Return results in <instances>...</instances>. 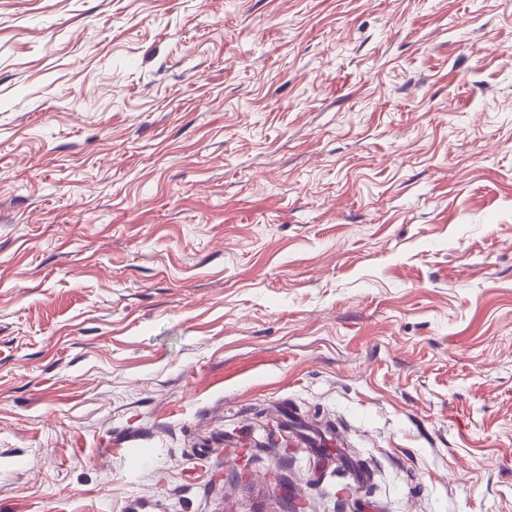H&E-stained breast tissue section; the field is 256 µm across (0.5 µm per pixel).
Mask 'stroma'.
I'll list each match as a JSON object with an SVG mask.
<instances>
[{
	"instance_id": "1",
	"label": "stroma",
	"mask_w": 512,
	"mask_h": 512,
	"mask_svg": "<svg viewBox=\"0 0 512 512\" xmlns=\"http://www.w3.org/2000/svg\"><path fill=\"white\" fill-rule=\"evenodd\" d=\"M292 500L512 512V0H0V512Z\"/></svg>"
}]
</instances>
